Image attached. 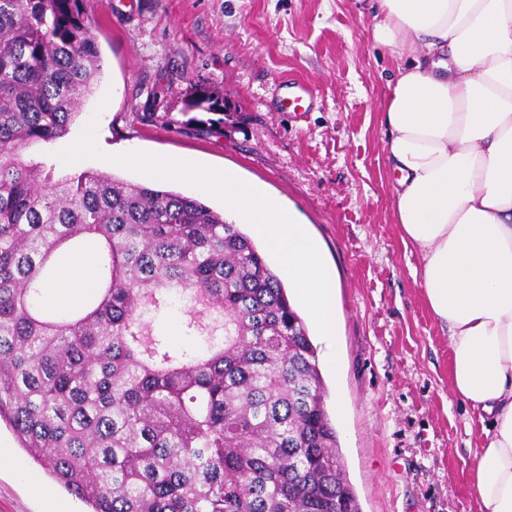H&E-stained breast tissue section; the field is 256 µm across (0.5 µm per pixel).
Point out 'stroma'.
I'll use <instances>...</instances> for the list:
<instances>
[{"instance_id": "obj_1", "label": "stroma", "mask_w": 512, "mask_h": 512, "mask_svg": "<svg viewBox=\"0 0 512 512\" xmlns=\"http://www.w3.org/2000/svg\"><path fill=\"white\" fill-rule=\"evenodd\" d=\"M101 74L69 133L26 149L58 175L102 171L58 151L96 121L102 154L183 156L238 170L294 211L336 271L335 378L325 408L361 512H476L471 485L479 418L449 389L448 338L414 279L418 256L392 213L396 181L380 114L393 64L372 39L368 0H84ZM297 78L311 111H276ZM202 86L233 116L208 126L182 98ZM0 467V512H47L65 491Z\"/></svg>"}]
</instances>
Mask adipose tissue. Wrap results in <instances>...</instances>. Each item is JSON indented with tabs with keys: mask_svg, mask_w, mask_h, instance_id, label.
<instances>
[{
	"mask_svg": "<svg viewBox=\"0 0 512 512\" xmlns=\"http://www.w3.org/2000/svg\"><path fill=\"white\" fill-rule=\"evenodd\" d=\"M397 63L382 107L392 207L448 334L450 391L489 420L473 456L478 512H512V0H375ZM48 306L96 288L91 253L59 251Z\"/></svg>",
	"mask_w": 512,
	"mask_h": 512,
	"instance_id": "1",
	"label": "adipose tissue"
}]
</instances>
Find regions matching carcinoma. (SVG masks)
Here are the masks:
<instances>
[{"mask_svg":"<svg viewBox=\"0 0 512 512\" xmlns=\"http://www.w3.org/2000/svg\"><path fill=\"white\" fill-rule=\"evenodd\" d=\"M83 2L0 0V421L92 512H360L308 327L250 236L196 198L24 160L94 93ZM184 106L227 111L208 89ZM86 243L99 293L43 306L55 254Z\"/></svg>","mask_w":512,"mask_h":512,"instance_id":"obj_1","label":"carcinoma"}]
</instances>
